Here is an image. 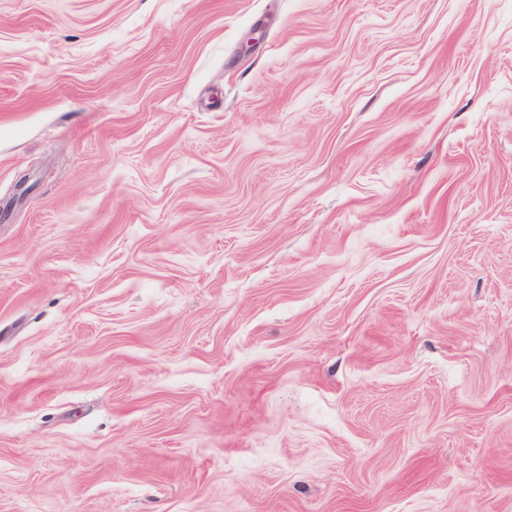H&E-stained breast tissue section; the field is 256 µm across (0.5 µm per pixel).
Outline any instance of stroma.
I'll return each mask as SVG.
<instances>
[{"mask_svg": "<svg viewBox=\"0 0 512 512\" xmlns=\"http://www.w3.org/2000/svg\"><path fill=\"white\" fill-rule=\"evenodd\" d=\"M0 512H512V0H0Z\"/></svg>", "mask_w": 512, "mask_h": 512, "instance_id": "35a3bbf8", "label": "stroma"}]
</instances>
